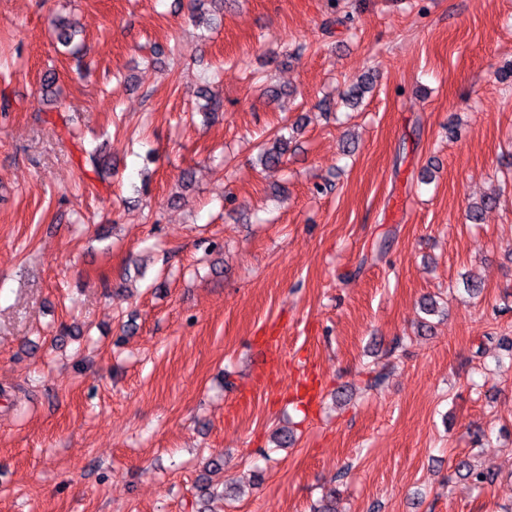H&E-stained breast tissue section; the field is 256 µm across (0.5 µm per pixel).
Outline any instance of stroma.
Masks as SVG:
<instances>
[{
    "label": "stroma",
    "mask_w": 512,
    "mask_h": 512,
    "mask_svg": "<svg viewBox=\"0 0 512 512\" xmlns=\"http://www.w3.org/2000/svg\"><path fill=\"white\" fill-rule=\"evenodd\" d=\"M191 7L0 0V512H309L340 472L341 512H503L512 352H473L512 336V0ZM257 149L259 162L265 169L277 168L288 150V138L276 136L272 142L258 145ZM455 473L459 477L472 480L477 487L492 485L496 477L495 472L475 468L468 458L458 462ZM480 476H483V479H480Z\"/></svg>",
    "instance_id": "stroma-1"
}]
</instances>
